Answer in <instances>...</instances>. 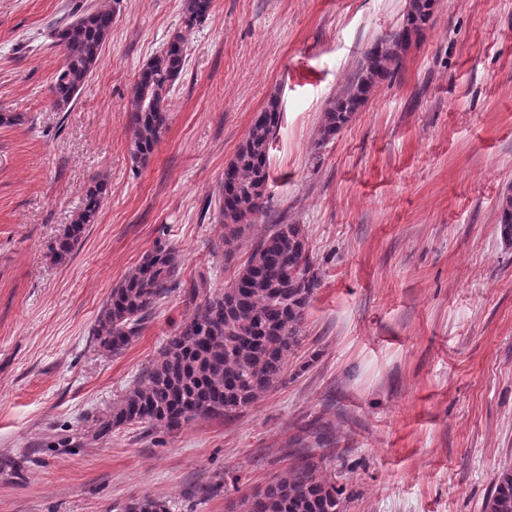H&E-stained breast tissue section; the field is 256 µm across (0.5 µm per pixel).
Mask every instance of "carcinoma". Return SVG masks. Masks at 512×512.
Masks as SVG:
<instances>
[{"instance_id": "1", "label": "carcinoma", "mask_w": 512, "mask_h": 512, "mask_svg": "<svg viewBox=\"0 0 512 512\" xmlns=\"http://www.w3.org/2000/svg\"><path fill=\"white\" fill-rule=\"evenodd\" d=\"M212 6L213 0H185L182 23L188 28L203 23ZM433 11L434 0H409L402 22L370 44L357 79L327 107L321 141L336 135L376 85L398 74L412 42L428 29ZM114 16L115 10L103 8L57 29L64 52L51 85L57 110L68 109L80 95L112 31ZM185 60V42L177 34L139 72L128 116L130 153L136 163L145 162L161 139L167 95ZM280 119L279 101L273 98L224 166L220 241L227 265L235 261L238 241L252 218L265 208L269 151ZM107 191V179L94 176L73 222L51 243L54 260L62 262L77 249L87 226L96 222ZM499 209L501 235L511 243L512 194L501 198ZM180 262L174 247L159 243L125 275L95 321L92 336L98 350L118 355L140 335L157 303L170 291ZM321 284L304 226L270 225L224 290L211 293L194 286L192 293L202 295L200 302L112 407L110 418L99 421L98 434L124 425L172 432L195 419L250 407L286 382L288 360L301 343L306 309ZM345 503L343 489L326 475L325 458L310 454L242 496L232 508L233 512H345ZM172 509L169 501L144 495L131 499L120 512ZM483 512H512V470L498 477Z\"/></svg>"}]
</instances>
